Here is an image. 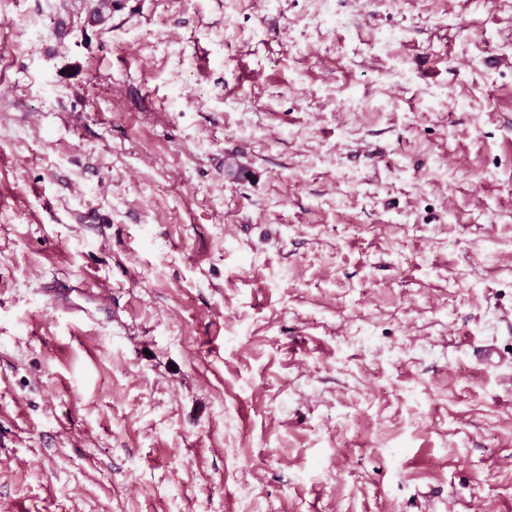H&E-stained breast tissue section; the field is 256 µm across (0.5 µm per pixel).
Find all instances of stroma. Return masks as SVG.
I'll list each match as a JSON object with an SVG mask.
<instances>
[{"mask_svg": "<svg viewBox=\"0 0 512 512\" xmlns=\"http://www.w3.org/2000/svg\"><path fill=\"white\" fill-rule=\"evenodd\" d=\"M100 1L0 0V512H512V0Z\"/></svg>", "mask_w": 512, "mask_h": 512, "instance_id": "obj_1", "label": "stroma"}]
</instances>
